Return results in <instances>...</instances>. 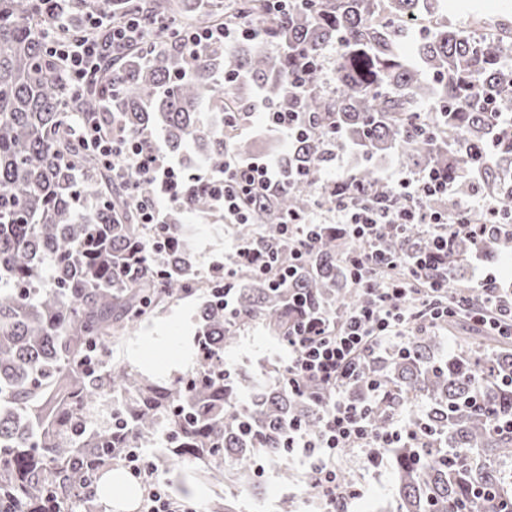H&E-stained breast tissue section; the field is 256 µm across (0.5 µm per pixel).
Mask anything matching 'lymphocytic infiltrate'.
<instances>
[{
	"instance_id": "obj_1",
	"label": "lymphocytic infiltrate",
	"mask_w": 512,
	"mask_h": 512,
	"mask_svg": "<svg viewBox=\"0 0 512 512\" xmlns=\"http://www.w3.org/2000/svg\"><path fill=\"white\" fill-rule=\"evenodd\" d=\"M89 23L106 29L110 41L86 39L52 42L47 46L48 52L64 57L70 81L77 88L94 77L113 46L138 44L147 41L150 35H163L165 30L164 24L151 27L134 16L115 21L96 14L90 16ZM261 35L256 23L241 19L231 25L188 31L180 42L188 48L207 43L232 47ZM257 114L262 116L265 131L271 137L292 142L307 140L313 134V126L303 113L291 108L274 109L258 92L252 95L249 112L225 113L224 123L244 131L251 127ZM84 140L91 144L103 164L123 179L128 191H136L141 180L150 178L169 196L186 176L180 162L164 150L160 132L152 131L130 141H114L101 137L92 125ZM200 177L210 184L215 207L223 211L228 224L248 223L250 203L268 197L283 184L276 158L261 155L245 160L230 151L224 154L223 168L201 167ZM453 192L452 182L438 168L394 169L379 174L365 200L340 198L332 204H316L314 211L306 215H289L282 223L280 242L260 244L236 237L228 245L224 285L229 288L242 269L261 279L272 273L285 279L289 269L279 263L281 241H288L293 258H302L315 243L322 214H330L337 223L347 226L356 243L344 262L352 284L366 293L363 305L340 323L331 320L326 311H309L292 324L283 340L288 351L284 366L291 389L298 392L312 387L318 391L319 429L312 435L301 425L291 424L288 453L306 466L322 512H336L337 505L347 504L359 495L357 487L341 483L337 476L336 461L346 449H360L367 459L377 460L386 449L416 438L400 417L385 432H374L370 404L350 397L346 390L358 384V366L365 353L393 337L410 335L415 326L433 327L453 316V309L438 298V282L431 281L423 292L415 288L418 280L429 279L430 273L439 269L450 243L460 235L481 246L493 242L499 214L495 202L484 201L478 208L459 207L452 220L427 207L428 199L448 197ZM478 209L486 216L480 224L471 220ZM410 224L421 227L423 245L405 252L387 248L386 236L399 234ZM392 268L401 269V276L388 282L382 280V272ZM478 292L483 310L476 318L477 324L512 337V289L502 287L496 276L489 274L480 280ZM122 463L145 486L142 512H198L193 502L170 493L158 477L154 459L143 449L129 451Z\"/></svg>"
}]
</instances>
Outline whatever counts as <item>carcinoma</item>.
<instances>
[{"label": "carcinoma", "mask_w": 512, "mask_h": 512, "mask_svg": "<svg viewBox=\"0 0 512 512\" xmlns=\"http://www.w3.org/2000/svg\"><path fill=\"white\" fill-rule=\"evenodd\" d=\"M464 12L466 26L448 22ZM140 15L166 22L167 45L118 49L83 89L69 84L65 60L46 52L49 40L95 37L87 18ZM244 17L260 23L264 41L227 49L179 45L187 28ZM431 20L415 36L408 21ZM339 44L336 91L324 89L326 48ZM313 61L310 94L288 92V73ZM234 71L241 81L224 84ZM259 88L265 100L312 116L315 126L339 136L369 160L397 150L448 172L454 196L433 205L455 214L457 199L480 184L502 210L495 250L512 252V143L502 142L490 110L512 106V13L496 27L484 12L446 0H301L277 18L265 0H0V495L11 512H93L73 496L74 467L84 461L91 488L112 469V457L150 442L168 429L163 456L219 465L215 477L258 491L260 455L287 453L288 425L318 431L311 395L288 389L279 368L253 384L224 362L240 333L264 326L277 339L288 334L294 303L336 317L360 306L364 292L348 287L339 254L354 247L328 225L296 270L276 288L248 271L236 277L234 314L224 312V267L203 275L185 216L220 217L210 187L187 179L167 224H141L136 200L112 169L86 148L76 124L100 118L129 137L160 129L169 154L191 166L224 164V152H250L224 128V113L241 112ZM329 148L311 138L279 157L283 171L310 173ZM364 165L320 195L315 178L252 205L244 238L278 236L282 213H306L315 200L375 184ZM420 243L416 224L389 237L395 251ZM473 245L459 238L440 275L448 294L468 314L476 303L462 271ZM199 296L193 365L166 384L110 363L112 344L155 310L184 296ZM441 329L431 328L360 363L358 401L378 387L372 427L384 432L390 415L409 396L431 401L424 414L408 413L423 440L386 450L397 483V512H512V487L498 462L512 463V348L499 341L488 352L477 340L446 358L438 356ZM112 400V423L95 412ZM498 430H493L494 425Z\"/></svg>", "instance_id": "obj_1"}]
</instances>
